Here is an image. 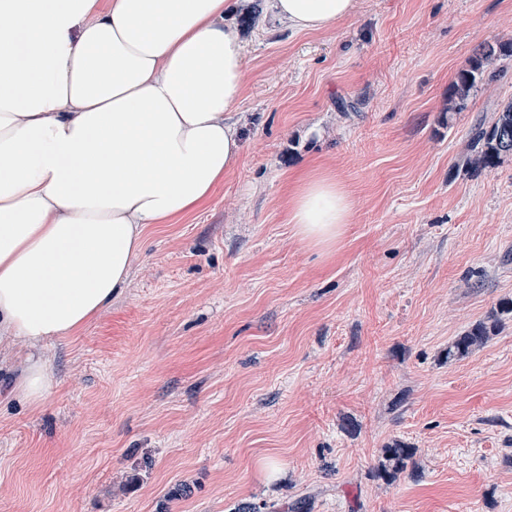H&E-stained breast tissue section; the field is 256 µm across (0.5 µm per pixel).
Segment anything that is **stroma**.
Here are the masks:
<instances>
[{
	"label": "stroma",
	"mask_w": 512,
	"mask_h": 512,
	"mask_svg": "<svg viewBox=\"0 0 512 512\" xmlns=\"http://www.w3.org/2000/svg\"><path fill=\"white\" fill-rule=\"evenodd\" d=\"M243 151L202 208L147 225L122 292L38 350L57 385L8 394L0 512H512V159L465 171L475 123L512 101V57L457 113L458 70L512 42V0H358L298 33L252 0ZM353 201L329 251L288 222L305 168ZM414 448L376 475L383 450ZM512 315V299H506L499 303L497 311L492 314L491 324L488 326L485 322L473 326L465 331L461 336H457L454 341L448 345L447 358L459 359L466 357L474 349L486 344L490 336L501 322L503 317ZM412 455V448H408L400 442L387 446L384 448V462L377 469L378 477L386 480L394 478L407 468Z\"/></svg>",
	"instance_id": "stroma-1"
}]
</instances>
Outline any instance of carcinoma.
Instances as JSON below:
<instances>
[{
  "label": "carcinoma",
  "mask_w": 512,
  "mask_h": 512,
  "mask_svg": "<svg viewBox=\"0 0 512 512\" xmlns=\"http://www.w3.org/2000/svg\"><path fill=\"white\" fill-rule=\"evenodd\" d=\"M500 56H512V43H484L476 48L457 74L452 87L454 100L463 102L479 84L494 80L497 72L489 70V66ZM471 150L472 155L466 163L468 171L491 170L512 157V102L496 112L491 125L478 124L472 136ZM511 315L512 299L501 301L497 311L491 315V324L479 323L448 344L447 358H463L486 344L502 318ZM412 455V449L400 442L387 446L384 448V462L378 466V477L394 478L407 468Z\"/></svg>",
  "instance_id": "obj_1"
}]
</instances>
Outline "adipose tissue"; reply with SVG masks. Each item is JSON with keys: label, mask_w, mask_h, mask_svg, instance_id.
<instances>
[{"label": "adipose tissue", "mask_w": 512, "mask_h": 512, "mask_svg": "<svg viewBox=\"0 0 512 512\" xmlns=\"http://www.w3.org/2000/svg\"><path fill=\"white\" fill-rule=\"evenodd\" d=\"M246 0H0V334L29 346L86 326L124 288L143 228L200 208L242 151L246 78L232 21ZM358 0H269L296 32L335 29ZM352 203L307 173L290 222L335 246ZM56 385L27 359L16 389Z\"/></svg>", "instance_id": "obj_1"}]
</instances>
